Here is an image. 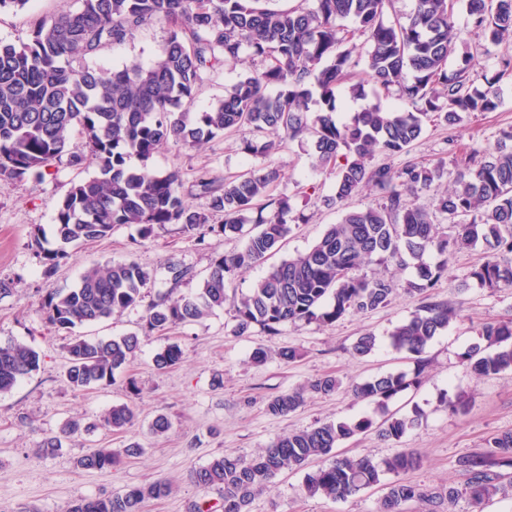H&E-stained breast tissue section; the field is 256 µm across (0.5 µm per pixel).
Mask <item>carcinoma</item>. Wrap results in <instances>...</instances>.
<instances>
[{
  "instance_id": "carcinoma-1",
  "label": "carcinoma",
  "mask_w": 512,
  "mask_h": 512,
  "mask_svg": "<svg viewBox=\"0 0 512 512\" xmlns=\"http://www.w3.org/2000/svg\"><path fill=\"white\" fill-rule=\"evenodd\" d=\"M260 0H82L74 13L50 19L37 18L30 37L20 44L0 41V184L25 179L40 180L53 163L69 156L74 167L94 164V176L72 184L58 205L54 224L57 247L35 238L47 270L67 256L65 245L94 242L112 233L116 224H136L142 238L166 224L194 230L210 221L211 213L224 215L219 232L243 234V248L216 256L202 285L192 294L172 299L167 295L147 307L145 328L164 331L207 316L224 306L228 282L263 263L287 236L292 207L284 198L267 197L279 170L266 165L249 169L235 179L200 175L197 185L207 194L205 209L192 207L180 191L178 174H160L147 162L170 141L182 148L201 147L216 135L248 129L244 152L268 157L279 149L271 138L283 134L290 141L312 140L317 167L333 166L335 191L324 199L328 206H342L369 189L377 203L343 212L303 254L284 259L252 288L233 300L235 333L242 336L258 325L270 336L284 324L331 325L351 311L366 312L389 306L394 289L381 276H369L370 265L415 261L416 278L410 290L430 297L448 272L455 255L480 249L481 259L460 287L473 282L482 288H512V130L501 133L499 144L488 151H472L454 158L459 167L453 186L435 198L433 208L417 204L411 196L430 188L443 176V164H408L397 167L393 158L406 153L421 137L425 121L433 118L447 125L460 123L474 112H494L501 104L497 84L512 73V52L499 60L493 76L478 71L473 53L459 51L464 43L455 26L457 0H415L413 11L387 21L385 7L392 0H315L313 9H270ZM471 29L494 45L512 44V0H466ZM352 22L348 29L341 25ZM162 22L170 37L160 60L102 68L74 67L70 58L95 55L105 45L122 44L143 26ZM267 62L235 83L224 100L204 112L190 111L196 87L206 71L236 61L243 51ZM365 60V76L356 75ZM455 60L453 69L448 61ZM277 86L271 95L268 87ZM345 87L354 99L379 97L396 90L402 105L386 109L370 102L349 123L336 118L337 92ZM319 108L311 109L314 95ZM84 139L86 151L70 150L74 133ZM136 156L141 165L129 164ZM457 228L441 235L438 224ZM439 260L423 261L429 249ZM150 274L137 261L126 260L88 268L78 283L51 291L42 302L47 323L57 331L101 322L136 307ZM457 318L455 309L440 301H426L390 332L392 345L421 355L428 344ZM480 342L469 346L462 360L476 375L491 376L512 370V320L483 324ZM140 347L131 333L118 338L87 339L74 336L65 347L66 379L82 390L111 384ZM376 347L371 333L352 346L358 356ZM183 351L172 342L153 357L156 368L180 363ZM40 368V355L19 343L0 344V393ZM425 364L406 373H382L352 386L355 398L375 405L381 422L370 416L352 422L310 426L278 438L251 458L219 455L191 474L204 489H217L222 505L217 512H248L254 496L278 475L306 473L304 496L341 499L381 484L386 474L400 475L421 465V458L403 448L378 460L369 453L341 456L334 452L342 442L372 429L385 440H400L419 426V414L396 415L389 402L423 382ZM340 381L327 375L305 386L267 400V411L286 415L296 411L305 394H331ZM134 413L116 405L103 413L98 425L124 429ZM81 430L69 423L62 435H46L41 454L53 453L62 437ZM486 450L458 459L466 477L463 488L432 492L405 480L386 485L379 512H405L419 503L425 512H453L464 498L470 512H483L494 496H512V430L491 435ZM141 444L132 440L119 455L110 448H96L78 465L85 470H110L121 456L141 455ZM173 492L166 479L129 487L108 495L80 498L68 512H143L148 500Z\"/></svg>"
}]
</instances>
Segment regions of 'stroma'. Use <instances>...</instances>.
Returning a JSON list of instances; mask_svg holds the SVG:
<instances>
[{
	"instance_id": "1",
	"label": "stroma",
	"mask_w": 512,
	"mask_h": 512,
	"mask_svg": "<svg viewBox=\"0 0 512 512\" xmlns=\"http://www.w3.org/2000/svg\"><path fill=\"white\" fill-rule=\"evenodd\" d=\"M80 6L81 0H30L25 9L1 12L0 40H27L33 18H51ZM169 36L167 24L153 23L123 44L102 47L87 63L104 68L130 62L148 66L160 57ZM256 66L245 54L238 63L205 75L196 89L194 111L216 106L226 91ZM499 85L502 103L497 111L470 114L453 126L426 123L420 139L395 158L398 166L448 159L442 179L419 194V204L431 206L438 190L455 182V154L493 147L501 131L512 127V74L504 76ZM249 136L246 130L220 135L193 151L171 142L153 155L148 166L161 174L178 172L184 194L202 208L207 199L196 183L201 172L227 177L274 163L281 176L271 189L272 197L288 198L310 217L306 224L291 223L280 251L271 258L276 264L305 252L328 225L340 220L342 209L323 203L324 197L334 192L335 175L330 169L313 167L309 142L284 141L273 157L266 159L244 153L243 142ZM94 173V167L78 169L62 162L51 167L43 180L0 184V280L15 284L11 294L0 296V343L29 345L41 359L38 371L0 394V512H67L79 498L158 478L172 481L175 490L166 498L146 502L144 512H189L195 501L219 499L217 491L204 492L192 483L191 471L222 454L252 456L279 437L319 423L374 415L373 404L353 396L352 383L383 372H413L412 355L396 350L389 342L393 328L426 299L409 289L415 276L409 264L392 263L383 269L395 288L388 307L350 313L330 325L288 324L275 336L257 325L246 335H235L233 311L228 306L165 333L144 329L146 304L169 291L177 296L194 293L215 256L244 246L241 236L188 232L169 224L144 239L136 225L121 224L103 240L69 245L56 271L46 273L32 244L33 236H52L59 201L74 182ZM131 258L151 274L142 290V306L78 327L75 333L88 338L134 333L141 337L140 349L127 367L116 373L111 385L73 389L65 381L67 338L40 316L39 303L49 291L72 287L91 265ZM477 258L474 252L459 253L448 278L432 289L430 297L451 302L459 316L426 347L421 387L401 393L389 404L393 412L419 413V426L398 441L381 439L373 431L356 436L342 443L339 453H370L381 459L412 449L423 464L406 473V480L440 491L463 486L465 477L457 465L460 456L481 451L491 434L512 429V372L481 377L461 360L467 347L477 342L483 323L512 318V288L491 291L473 284L467 290H455V283L466 276ZM171 261L185 270L181 281L170 280L165 267ZM368 332L376 336L377 348L363 357L353 355V344ZM171 342L180 344L183 358L172 368L157 370L153 357ZM258 347H290L298 356L290 363L272 359L258 365L250 358ZM327 375L340 380L336 392L307 393L302 406L284 416L267 412L269 397ZM444 391L464 394L468 412L455 415L448 411L440 401ZM121 404L134 409V425L112 431L98 427L100 415ZM160 415L169 419L171 427L163 434L152 433L150 426ZM74 420L82 429L63 437L57 454H37L44 434H61ZM132 439L143 445L144 454L123 459L112 470L87 471L77 464L95 448L122 452ZM304 476L301 470L280 474L252 500L249 512H376L384 494L378 486L343 499L308 498L301 493Z\"/></svg>"
}]
</instances>
